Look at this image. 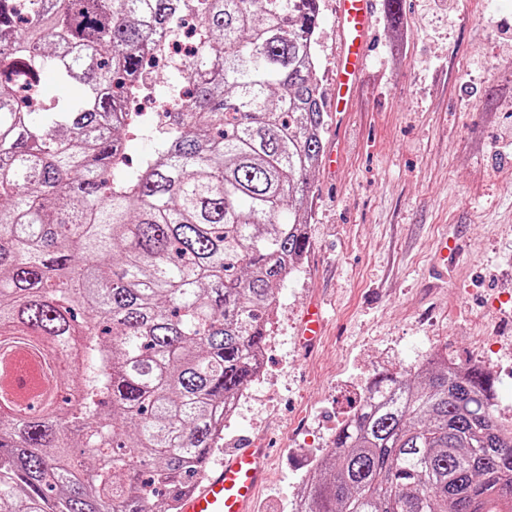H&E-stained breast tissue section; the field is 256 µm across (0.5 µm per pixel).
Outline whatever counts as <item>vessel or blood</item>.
I'll list each match as a JSON object with an SVG mask.
<instances>
[{"instance_id":"obj_1","label":"vessel or blood","mask_w":512,"mask_h":512,"mask_svg":"<svg viewBox=\"0 0 512 512\" xmlns=\"http://www.w3.org/2000/svg\"><path fill=\"white\" fill-rule=\"evenodd\" d=\"M374 5L375 0H337L336 22L343 35V50L336 67L337 111H347L352 87L365 67ZM264 476L263 449H233L204 483L183 496L180 512H254L256 493Z\"/></svg>"}]
</instances>
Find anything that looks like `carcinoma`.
Returning <instances> with one entry per match:
<instances>
[{
	"mask_svg": "<svg viewBox=\"0 0 512 512\" xmlns=\"http://www.w3.org/2000/svg\"><path fill=\"white\" fill-rule=\"evenodd\" d=\"M185 99L129 171L144 71L186 12ZM319 0H0V360L47 368L25 413L0 365V512H178L260 372L309 251L323 153ZM53 70L84 89L42 103ZM493 383L437 354L382 373L301 512H512Z\"/></svg>",
	"mask_w": 512,
	"mask_h": 512,
	"instance_id": "obj_1",
	"label": "carcinoma"
}]
</instances>
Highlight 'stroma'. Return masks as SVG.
<instances>
[{
	"instance_id": "35a3bbf8",
	"label": "stroma",
	"mask_w": 512,
	"mask_h": 512,
	"mask_svg": "<svg viewBox=\"0 0 512 512\" xmlns=\"http://www.w3.org/2000/svg\"><path fill=\"white\" fill-rule=\"evenodd\" d=\"M320 0L325 98L341 46ZM308 178L307 256L281 284L261 374L210 462L244 442L268 451L255 512H290L311 456L378 374L444 353L495 381L512 426V0H379L371 63L349 112H328ZM321 304L328 330L298 331Z\"/></svg>"
}]
</instances>
